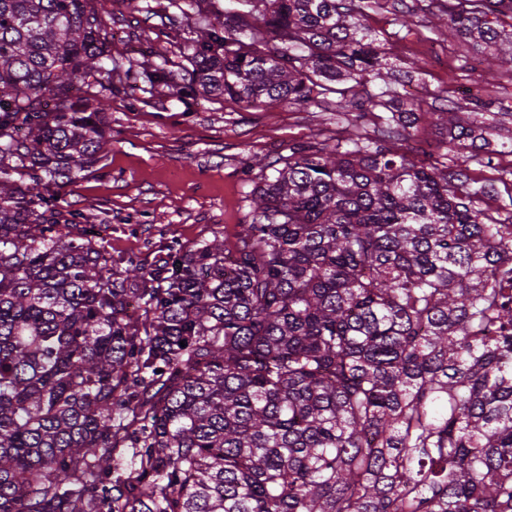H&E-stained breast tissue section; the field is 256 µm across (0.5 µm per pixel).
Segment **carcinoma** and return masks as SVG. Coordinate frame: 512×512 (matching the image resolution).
Segmentation results:
<instances>
[{
    "label": "carcinoma",
    "mask_w": 512,
    "mask_h": 512,
    "mask_svg": "<svg viewBox=\"0 0 512 512\" xmlns=\"http://www.w3.org/2000/svg\"><path fill=\"white\" fill-rule=\"evenodd\" d=\"M102 0H0V512H512V212L466 170L468 105L314 134L260 167L251 223L125 276L48 187L102 161ZM170 0L203 17L177 96L386 112L366 0ZM512 0H448V30L512 62ZM352 81L339 88L332 83ZM446 137L419 159L418 123ZM185 345H180V342Z\"/></svg>",
    "instance_id": "1"
}]
</instances>
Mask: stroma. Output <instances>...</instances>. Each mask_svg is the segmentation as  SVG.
<instances>
[{
    "label": "stroma",
    "mask_w": 512,
    "mask_h": 512,
    "mask_svg": "<svg viewBox=\"0 0 512 512\" xmlns=\"http://www.w3.org/2000/svg\"><path fill=\"white\" fill-rule=\"evenodd\" d=\"M444 7V0H373L366 9L362 34L396 67L391 91L404 108L444 112L461 101L459 84L468 77L480 111L512 113V63L485 83L472 68L479 51L432 27ZM106 15L112 59L123 69L145 64L163 48L170 69L178 70L180 49L199 28L196 17L169 0H121ZM105 121L112 149L99 170L49 192L62 210L84 213L99 228L98 242L117 274L130 259L151 265L174 242L190 246L219 236L234 244L251 219L248 197L259 176L247 157L276 160L316 131L332 138L357 129L375 137L385 128L363 107L337 111L332 96L307 106L259 107L199 95L181 99L135 72L113 78ZM467 168L471 180L493 187L480 208L504 216L512 207V155L481 149Z\"/></svg>",
    "instance_id": "stroma-1"
}]
</instances>
